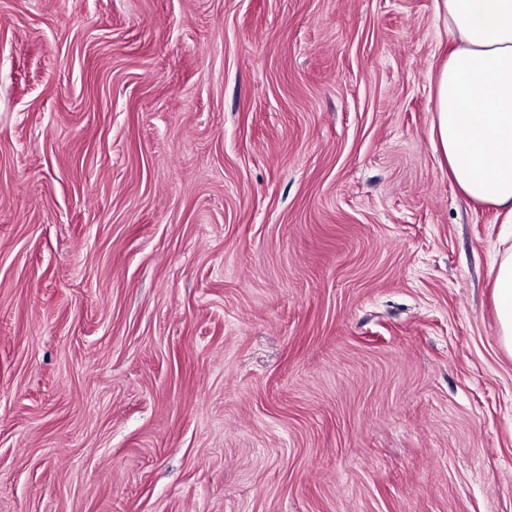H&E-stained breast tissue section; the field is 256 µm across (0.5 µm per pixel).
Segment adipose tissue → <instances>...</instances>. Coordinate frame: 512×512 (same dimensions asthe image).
I'll list each match as a JSON object with an SVG mask.
<instances>
[{
	"instance_id": "obj_1",
	"label": "adipose tissue",
	"mask_w": 512,
	"mask_h": 512,
	"mask_svg": "<svg viewBox=\"0 0 512 512\" xmlns=\"http://www.w3.org/2000/svg\"><path fill=\"white\" fill-rule=\"evenodd\" d=\"M449 38L433 79L431 136L468 199L512 217V0H436ZM500 344L512 355V251L494 280Z\"/></svg>"
}]
</instances>
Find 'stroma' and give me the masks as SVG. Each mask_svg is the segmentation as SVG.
Instances as JSON below:
<instances>
[{
  "label": "stroma",
  "mask_w": 512,
  "mask_h": 512,
  "mask_svg": "<svg viewBox=\"0 0 512 512\" xmlns=\"http://www.w3.org/2000/svg\"><path fill=\"white\" fill-rule=\"evenodd\" d=\"M448 48L435 0H0V512H512Z\"/></svg>",
  "instance_id": "stroma-1"
}]
</instances>
